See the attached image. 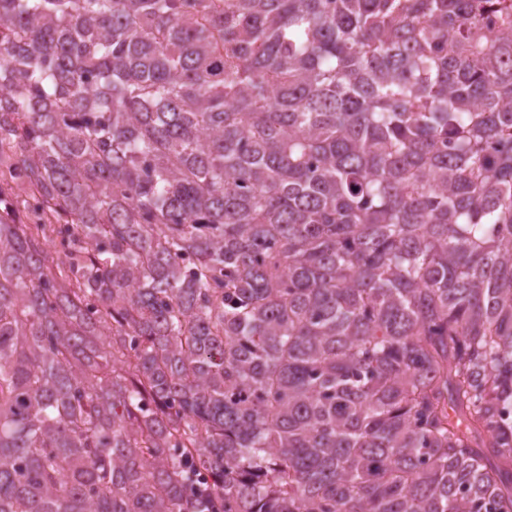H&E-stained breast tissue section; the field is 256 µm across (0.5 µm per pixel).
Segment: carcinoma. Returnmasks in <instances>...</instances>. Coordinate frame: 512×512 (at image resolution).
Masks as SVG:
<instances>
[{"label":"carcinoma","instance_id":"1","mask_svg":"<svg viewBox=\"0 0 512 512\" xmlns=\"http://www.w3.org/2000/svg\"><path fill=\"white\" fill-rule=\"evenodd\" d=\"M506 0H0V512H512Z\"/></svg>","mask_w":512,"mask_h":512}]
</instances>
